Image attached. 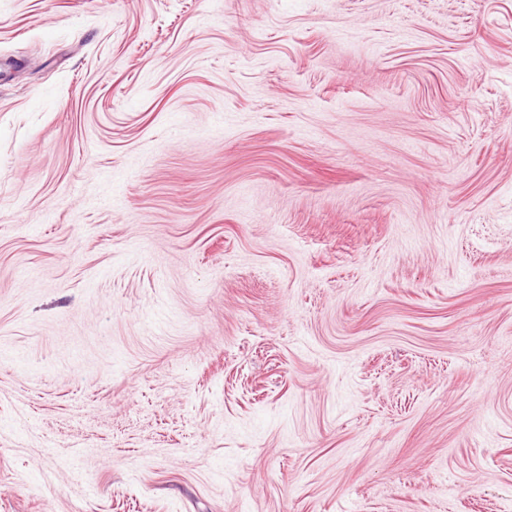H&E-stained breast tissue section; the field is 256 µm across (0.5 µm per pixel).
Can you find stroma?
<instances>
[{
    "instance_id": "obj_1",
    "label": "stroma",
    "mask_w": 512,
    "mask_h": 512,
    "mask_svg": "<svg viewBox=\"0 0 512 512\" xmlns=\"http://www.w3.org/2000/svg\"><path fill=\"white\" fill-rule=\"evenodd\" d=\"M0 512H512V0H0Z\"/></svg>"
}]
</instances>
